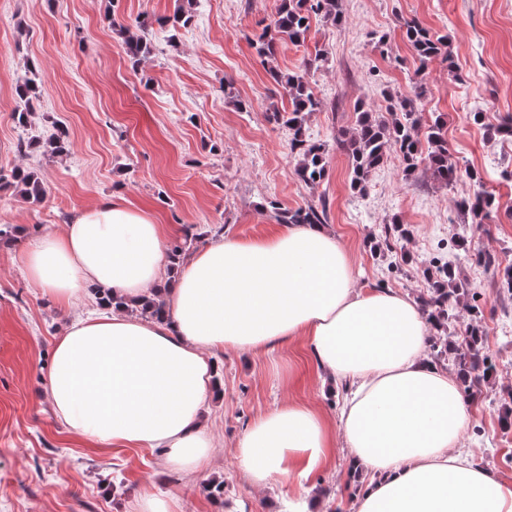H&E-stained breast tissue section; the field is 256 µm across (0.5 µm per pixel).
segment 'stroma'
Listing matches in <instances>:
<instances>
[{"label": "stroma", "instance_id": "obj_1", "mask_svg": "<svg viewBox=\"0 0 512 512\" xmlns=\"http://www.w3.org/2000/svg\"><path fill=\"white\" fill-rule=\"evenodd\" d=\"M193 20L171 41L161 17L185 2ZM340 26L311 23L299 47L279 45L274 63L297 71L325 50L328 62L309 71L321 111L307 133L324 144L327 173L316 186L301 182L288 151L286 126L270 121V105L286 106L251 41L273 19L279 0H0V171L37 169L47 187L37 204L0 188V512H135L140 496L169 492L175 512H301L294 487L277 482L258 490L235 458L244 429L266 411L305 404L337 423L343 392L331 387L298 338L260 352L217 353L218 389L207 413L215 453L193 476L168 470L158 448L103 450L69 433L48 398L53 342L90 301L64 307L46 300L27 278L19 254L37 235L62 231L68 217L117 196L153 213L169 229L168 242L193 226L204 241L222 235L250 241L277 227L276 208L325 204L326 225L351 256L366 288L396 290L412 299L426 293L436 263L467 248L462 276L481 310L484 350L496 373L482 388L461 446L473 463L512 482V430L500 408L512 405V295L500 266L512 265V138L487 129L512 114V0H340ZM416 19L448 36L451 60L420 66L402 36ZM152 56L132 67L112 22L137 28ZM383 48H376L378 38ZM45 83L28 128L13 120L14 87L29 65ZM414 99L423 121L443 117L448 151L460 177L449 185L427 165L404 177L388 151L364 192L350 187L347 155L338 147L352 129L357 104L389 119L392 95ZM249 102L248 110L236 100ZM482 110V123L471 112ZM69 134L66 155H44L40 139L55 126ZM33 139L28 156L15 153L19 137ZM482 173L499 204L487 224L469 223L458 210L475 190L467 170ZM409 225V239L378 255L392 223ZM499 260L486 267L477 252ZM347 448L336 445L330 465L314 474L309 494L317 512H351L368 474L351 478ZM224 481V500L203 486Z\"/></svg>", "mask_w": 512, "mask_h": 512}]
</instances>
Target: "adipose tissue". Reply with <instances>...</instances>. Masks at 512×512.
I'll list each match as a JSON object with an SVG mask.
<instances>
[{
	"instance_id": "adipose-tissue-1",
	"label": "adipose tissue",
	"mask_w": 512,
	"mask_h": 512,
	"mask_svg": "<svg viewBox=\"0 0 512 512\" xmlns=\"http://www.w3.org/2000/svg\"><path fill=\"white\" fill-rule=\"evenodd\" d=\"M28 277L60 304L89 288L128 301L155 299L158 322L123 309L79 318L58 336L47 393L67 430L103 449L161 448L167 468L210 461L201 411L217 388L212 352L258 351L300 336L319 368L349 394L338 427L312 407L258 415L235 455L252 485L305 489L342 434L353 466L371 475L353 512H512V483L471 463L460 447L470 415L455 377L428 359V324L408 295L356 285L352 261L320 224L268 237L225 235L161 282L170 258L162 225L104 200L20 256Z\"/></svg>"
}]
</instances>
